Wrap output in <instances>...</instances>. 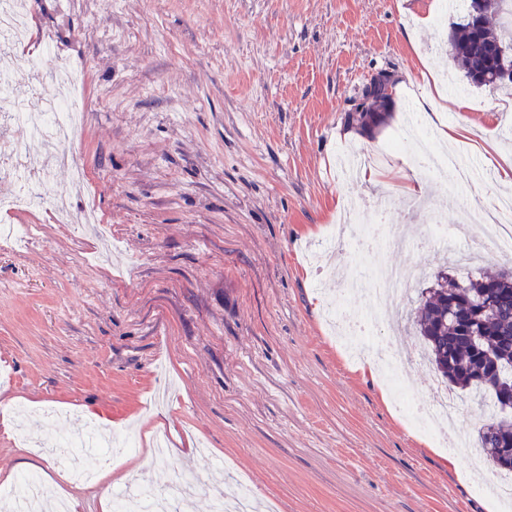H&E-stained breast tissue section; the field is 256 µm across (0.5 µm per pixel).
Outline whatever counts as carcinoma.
<instances>
[{
	"label": "carcinoma",
	"instance_id": "cac0c4a2",
	"mask_svg": "<svg viewBox=\"0 0 512 512\" xmlns=\"http://www.w3.org/2000/svg\"><path fill=\"white\" fill-rule=\"evenodd\" d=\"M489 43L502 58L512 60V0H485L479 36L470 27L467 9H462L460 22L448 36V59L468 85L496 89L512 85V80L496 77L497 60L487 50ZM390 104V97L378 95L367 110L348 113V122L371 130L384 121ZM434 279L436 287L421 292L411 314L416 336L442 380L452 388L473 394L480 404L485 394L496 395V372L464 339L457 308L464 305L477 310L475 329L488 340L498 358L512 363V268L503 267L490 276L478 270L462 279L448 278L438 271ZM505 434L512 436V417L481 425L476 445L496 469L512 473V461L506 463L497 455L500 438Z\"/></svg>",
	"mask_w": 512,
	"mask_h": 512
}]
</instances>
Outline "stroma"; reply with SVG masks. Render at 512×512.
<instances>
[{"instance_id": "35a3bbf8", "label": "stroma", "mask_w": 512, "mask_h": 512, "mask_svg": "<svg viewBox=\"0 0 512 512\" xmlns=\"http://www.w3.org/2000/svg\"><path fill=\"white\" fill-rule=\"evenodd\" d=\"M27 3L18 55L46 49L84 75L69 151L86 181L57 167L44 204L0 213L36 227L0 240V487L22 456L75 512L192 476L206 487L174 512H213L245 481L280 512H489L461 475L497 469L411 429L323 316L338 279L381 264L446 260L459 278L512 263L475 224L504 192L493 161L512 139L486 133L512 128V90L470 88L463 110L439 100L445 124L470 129L455 148L475 176L456 196L406 154L374 178L338 165L347 147L388 145L429 93L422 74L447 68L435 29L416 24L438 0H116L96 24V0ZM379 70L401 81L388 121L344 139ZM410 182L423 192L407 194ZM384 196L408 245L358 253L346 235L310 263L347 204ZM64 202L97 209L111 254L97 259L92 236L57 222ZM440 224L443 258L416 250ZM60 416L133 439L110 481L75 483L36 446Z\"/></svg>"}]
</instances>
